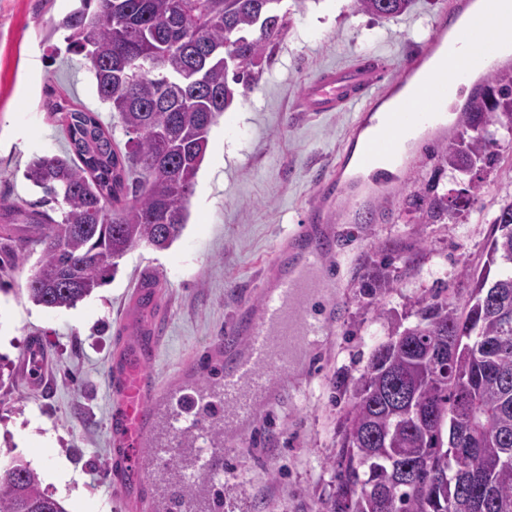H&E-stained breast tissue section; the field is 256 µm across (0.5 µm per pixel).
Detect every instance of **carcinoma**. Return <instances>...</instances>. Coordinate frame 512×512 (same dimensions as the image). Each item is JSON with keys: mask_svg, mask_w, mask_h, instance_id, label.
Here are the masks:
<instances>
[{"mask_svg": "<svg viewBox=\"0 0 512 512\" xmlns=\"http://www.w3.org/2000/svg\"><path fill=\"white\" fill-rule=\"evenodd\" d=\"M281 0H80L59 28L82 56L100 101L117 114L125 149L98 115L51 103L65 127L64 155L37 156L25 177L42 196L24 208L0 199V251L16 268L39 249L29 299L71 308L112 279L117 260L146 246L168 249L187 222L209 134L235 97L254 84L291 19ZM414 0H354L356 12L388 18ZM462 130L442 141V166L494 170L495 125L512 129V68L496 73L464 109ZM477 174L451 195L428 183L405 203L419 224L472 209ZM60 213L54 219L43 207ZM480 272L463 269L459 305L435 295L417 322L372 350L353 381L339 448L330 462L336 489L325 512H512V201L491 219ZM499 267L491 275L492 267ZM388 267L362 280L371 296ZM187 464L168 459L170 486L194 509L222 512L224 494ZM0 512H66L41 474L13 458L0 470Z\"/></svg>", "mask_w": 512, "mask_h": 512, "instance_id": "1", "label": "carcinoma"}]
</instances>
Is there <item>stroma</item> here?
<instances>
[{
	"label": "stroma",
	"instance_id": "1",
	"mask_svg": "<svg viewBox=\"0 0 512 512\" xmlns=\"http://www.w3.org/2000/svg\"><path fill=\"white\" fill-rule=\"evenodd\" d=\"M78 5L0 0V198L22 205L39 199L24 173L34 157L64 152L65 133L47 110L57 98L97 112L115 143L127 140L117 117L100 103L82 57L64 48L57 24ZM452 6L453 0H415L409 13L378 19L356 13L353 0H282L293 24L255 84L212 128L186 227L168 250L130 251L114 279L71 309L31 302L29 267L0 271V461H27L67 512H162L163 484L151 486L143 508L125 501L110 479L108 370L121 337L164 322L166 337L150 364L159 401L181 385L203 381L200 363L223 369L233 358L224 348L228 325L259 315L264 288L290 271L296 254L290 234L306 225L321 179L349 154L350 133L363 116L358 106L306 111V84L362 56L398 66L423 47ZM495 138L501 161L484 176L480 209L439 224L414 222L399 189L431 180L443 195L468 180L437 169V142L428 130L409 145L410 166L392 182L396 194L377 207L373 223L327 204L337 240L318 272L331 286L324 337L275 381L256 419L225 438L219 482L224 512H322L336 484L328 458L338 445L346 386L392 329L415 323L419 301L441 291L464 300L469 288L462 269L482 268L486 260L492 216L512 200V130L496 128ZM384 247L396 261L389 287L371 299L359 283L374 272ZM148 277L162 287L151 315L133 301ZM375 302L389 318L373 319ZM35 336L47 359L36 381L25 365ZM30 424L45 439L41 451L19 442ZM60 461L68 467L63 482L55 471Z\"/></svg>",
	"mask_w": 512,
	"mask_h": 512
}]
</instances>
